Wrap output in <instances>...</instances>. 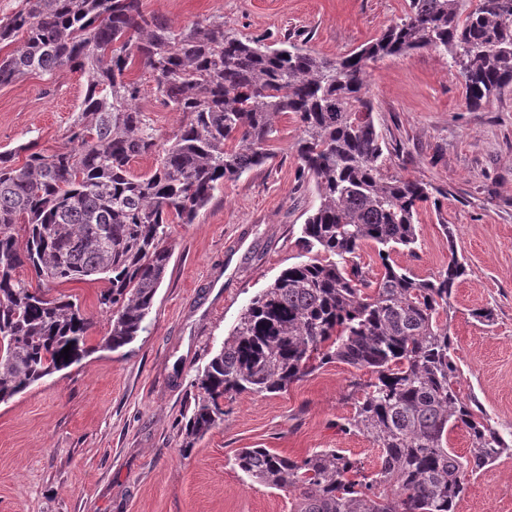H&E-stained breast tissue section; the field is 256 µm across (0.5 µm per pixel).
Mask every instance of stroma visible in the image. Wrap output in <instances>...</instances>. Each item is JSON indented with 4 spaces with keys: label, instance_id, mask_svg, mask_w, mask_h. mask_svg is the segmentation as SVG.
Masks as SVG:
<instances>
[{
    "label": "stroma",
    "instance_id": "1",
    "mask_svg": "<svg viewBox=\"0 0 512 512\" xmlns=\"http://www.w3.org/2000/svg\"><path fill=\"white\" fill-rule=\"evenodd\" d=\"M175 31L223 20L242 39L273 45L292 38L319 56L356 50L404 17L408 0H143ZM141 105L161 138L187 120L157 101L152 73L133 72ZM86 86L78 71L30 74L0 88V150L36 142L71 149L68 129ZM368 96L385 148L384 175L432 183L440 205L420 208L414 250L395 264L437 276L456 246L467 272L448 309L460 369L457 387L475 399L502 434L512 433V88L478 108L445 54L417 50L369 62ZM275 127V156L222 182L194 223L174 224L172 258L147 331L118 350L102 346L109 320L97 306L100 284L62 286L90 319L89 352L0 403V512H293L295 492L268 488L233 465L241 448L302 458L339 448L376 470L379 450L336 424L354 413L353 367L333 362L276 394L226 397L221 424L182 454L193 380L249 302L298 260V237L319 205L303 173L292 117ZM449 226L454 243L441 228ZM493 313L491 323L473 318ZM457 512H512V456L469 481Z\"/></svg>",
    "mask_w": 512,
    "mask_h": 512
}]
</instances>
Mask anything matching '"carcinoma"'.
Returning <instances> with one entry per match:
<instances>
[{
	"label": "carcinoma",
	"instance_id": "cac0c4a2",
	"mask_svg": "<svg viewBox=\"0 0 512 512\" xmlns=\"http://www.w3.org/2000/svg\"><path fill=\"white\" fill-rule=\"evenodd\" d=\"M0 45L12 47L0 54L1 87L32 73L86 75L71 150L0 151V403L89 351L91 323L77 299L28 286L17 268L28 265L56 287L105 283L97 298L111 322L103 345L130 344L146 330L172 257L168 225L193 223L219 182L271 159L274 120L291 113L320 204L301 227V260L250 302L198 372L184 450L224 420L225 396L281 392L338 360L371 373L350 382L362 400L338 430L373 439L376 471L340 448L300 459L242 448L234 458L257 482L297 492L295 512H455L470 478L512 453L456 388L440 317L466 265L448 225L450 258L438 276L420 279L391 258L416 244L419 207L445 192L382 174L365 88L369 61L432 49L458 69L469 105L501 94L512 86V0H409L400 22L335 59L289 38L276 49L242 40L217 18L178 33L143 0H21L0 17ZM137 66L153 73L164 105L187 115L163 143L129 77ZM149 155L152 171L134 174L131 161ZM369 242L378 273L363 260ZM457 428L471 437L467 457L448 448Z\"/></svg>",
	"mask_w": 512,
	"mask_h": 512
}]
</instances>
